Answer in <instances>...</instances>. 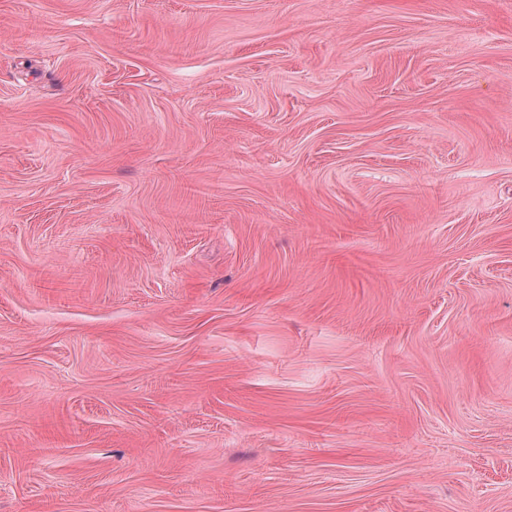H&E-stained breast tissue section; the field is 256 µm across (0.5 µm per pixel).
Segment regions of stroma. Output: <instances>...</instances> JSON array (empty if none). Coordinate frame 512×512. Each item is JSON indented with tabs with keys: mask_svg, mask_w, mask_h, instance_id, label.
<instances>
[{
	"mask_svg": "<svg viewBox=\"0 0 512 512\" xmlns=\"http://www.w3.org/2000/svg\"><path fill=\"white\" fill-rule=\"evenodd\" d=\"M0 512H512V0H0Z\"/></svg>",
	"mask_w": 512,
	"mask_h": 512,
	"instance_id": "1",
	"label": "stroma"
}]
</instances>
